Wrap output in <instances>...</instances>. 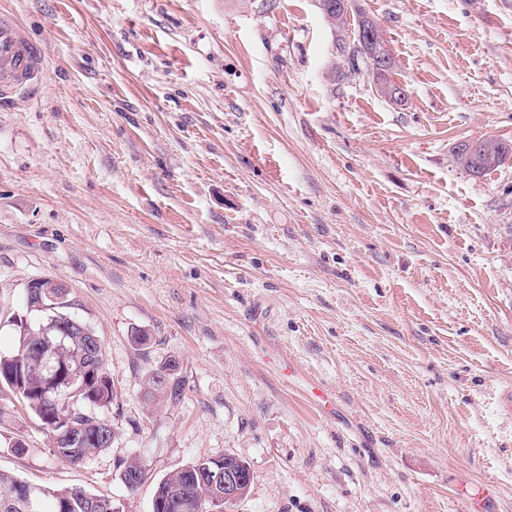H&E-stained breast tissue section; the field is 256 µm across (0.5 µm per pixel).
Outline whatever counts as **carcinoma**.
<instances>
[{
	"mask_svg": "<svg viewBox=\"0 0 512 512\" xmlns=\"http://www.w3.org/2000/svg\"><path fill=\"white\" fill-rule=\"evenodd\" d=\"M345 2L347 8L337 11L329 24L340 32L350 26L351 34L356 37L368 15L357 0ZM337 50L343 58V68L335 72V77L342 80L364 68L368 74H373L369 70L374 60L373 43L367 42L364 49L359 50L340 38ZM15 329L19 336H30L32 340L20 343L9 353L0 352V382L19 396L39 419L47 431L53 454L72 465H81L92 455L108 449L115 432L105 425L99 410L120 406L121 394L106 371L100 337L87 326L83 335L65 338L52 361L59 374L60 390L49 403L38 393L40 377L33 371V363L38 354L39 337L48 336L53 340L63 335L64 320L47 317L37 325L22 323L15 325ZM184 390V380L167 360L149 374L148 393L154 402L176 406L183 399ZM120 467V479L128 491H136L145 482L146 467L139 459L125 460ZM21 483V479L0 472V512H20L12 507V500ZM176 486L186 490L192 503L191 512H210L212 505L207 494L201 487L187 483V476L179 469L156 484L153 497L163 501L167 490ZM46 498L53 503L51 512H115L116 509L111 499L91 495L80 487H49L38 497L33 512H44L42 502Z\"/></svg>",
	"mask_w": 512,
	"mask_h": 512,
	"instance_id": "carcinoma-1",
	"label": "carcinoma"
}]
</instances>
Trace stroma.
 Listing matches in <instances>:
<instances>
[{"mask_svg":"<svg viewBox=\"0 0 512 512\" xmlns=\"http://www.w3.org/2000/svg\"><path fill=\"white\" fill-rule=\"evenodd\" d=\"M361 4L404 105L334 79L317 0H0L42 56L0 98V351L57 279L122 394L72 466L0 387V471L151 512L231 453L232 512H512V160L452 156L512 140V0ZM171 357L184 398L147 408ZM508 143L510 141L497 140L493 138L466 139L455 143L452 148L453 157L461 161L462 169L473 177L483 176L486 172L503 165L506 160L499 157L498 162L487 165L485 163L492 159L494 145L496 143ZM468 165V166H467ZM482 169L484 172L481 174ZM229 456V454H224L223 457L215 459V460H221L225 461V457ZM211 459L206 460H199L192 463H189L176 471H174L172 474H170L167 478L163 479L162 481L158 482L154 488L153 493V500H162L165 501L167 496V490L168 488H174L176 486L182 487L186 490V494H188L190 501L192 503V508L189 509V511L192 512H209L210 508H212L211 502L208 500L207 494L201 490V485L194 486L189 485L187 483V476L183 471H181L184 468H199L200 470H209L214 471L215 473L218 472L219 464ZM236 462L239 464L237 468L224 469V480L221 482L219 489L213 484V502L220 507L214 511H228L229 507L241 501L246 496L247 489L252 480L250 468L239 460L235 455ZM120 479L128 491L134 492L145 482L147 470L137 458L122 461L120 464Z\"/></svg>","mask_w":512,"mask_h":512,"instance_id":"1","label":"stroma"}]
</instances>
